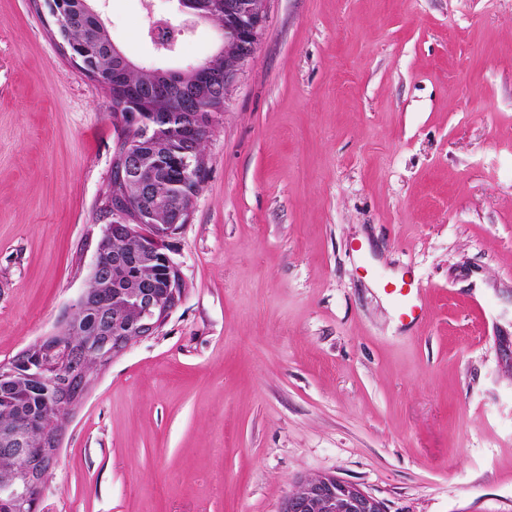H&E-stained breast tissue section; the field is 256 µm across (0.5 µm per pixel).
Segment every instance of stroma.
I'll use <instances>...</instances> for the list:
<instances>
[{
    "mask_svg": "<svg viewBox=\"0 0 512 512\" xmlns=\"http://www.w3.org/2000/svg\"><path fill=\"white\" fill-rule=\"evenodd\" d=\"M187 68L171 0H97ZM121 129L37 0H0V364L88 283ZM168 253L183 302L101 371L42 512H278L332 474L387 512H512V0H268ZM411 277L406 324L382 289Z\"/></svg>",
    "mask_w": 512,
    "mask_h": 512,
    "instance_id": "35a3bbf8",
    "label": "stroma"
}]
</instances>
